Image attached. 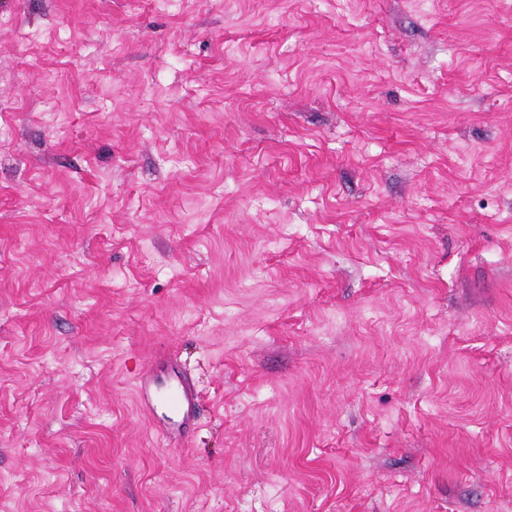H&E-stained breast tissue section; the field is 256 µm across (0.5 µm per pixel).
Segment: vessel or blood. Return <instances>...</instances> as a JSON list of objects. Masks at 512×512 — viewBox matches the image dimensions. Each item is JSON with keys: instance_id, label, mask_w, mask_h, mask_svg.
Listing matches in <instances>:
<instances>
[{"instance_id": "b4317fda", "label": "vessel or blood", "mask_w": 512, "mask_h": 512, "mask_svg": "<svg viewBox=\"0 0 512 512\" xmlns=\"http://www.w3.org/2000/svg\"><path fill=\"white\" fill-rule=\"evenodd\" d=\"M139 395L157 430L175 444L189 443L200 398L179 365L170 363L153 372L141 381Z\"/></svg>"}]
</instances>
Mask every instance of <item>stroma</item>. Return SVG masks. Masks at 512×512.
I'll return each mask as SVG.
<instances>
[{
    "mask_svg": "<svg viewBox=\"0 0 512 512\" xmlns=\"http://www.w3.org/2000/svg\"><path fill=\"white\" fill-rule=\"evenodd\" d=\"M0 512H512V0H0ZM146 412L172 442L185 446L196 429L200 398L179 365L169 362L140 382Z\"/></svg>",
    "mask_w": 512,
    "mask_h": 512,
    "instance_id": "stroma-1",
    "label": "stroma"
}]
</instances>
